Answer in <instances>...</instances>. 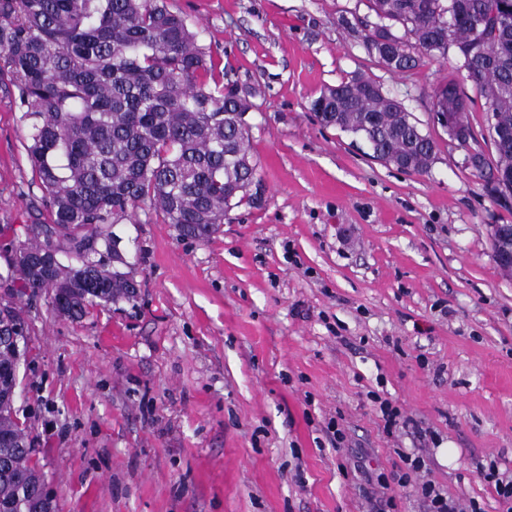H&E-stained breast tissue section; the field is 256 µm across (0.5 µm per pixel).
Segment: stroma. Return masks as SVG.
I'll return each instance as SVG.
<instances>
[{"label": "stroma", "mask_w": 512, "mask_h": 512, "mask_svg": "<svg viewBox=\"0 0 512 512\" xmlns=\"http://www.w3.org/2000/svg\"><path fill=\"white\" fill-rule=\"evenodd\" d=\"M167 3L216 77L254 94L264 204L202 242L156 217L119 224L135 304L73 321L49 294L23 299L15 408L57 512H377L366 478L404 452L449 498L512 512L482 477L512 476V277L491 257L512 196L491 197L432 121L434 87L462 72L387 71L340 22L372 20L365 0ZM355 75L431 134L429 173L319 123L312 100ZM16 100L1 70L0 299L21 286L13 248L50 221ZM383 399L405 420L390 434Z\"/></svg>", "instance_id": "obj_1"}]
</instances>
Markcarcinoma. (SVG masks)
<instances>
[{"mask_svg":"<svg viewBox=\"0 0 512 512\" xmlns=\"http://www.w3.org/2000/svg\"><path fill=\"white\" fill-rule=\"evenodd\" d=\"M367 54L394 74L422 57L455 61L485 99L489 132L512 130V22L495 31L498 0H368ZM403 34H398V30ZM392 41L394 57L377 39ZM0 60L12 75L27 121V151L51 223L35 225L10 266L20 296L48 293L54 310L82 318L93 304L137 299L139 284L115 225L137 211L173 225L181 239L205 240L245 202L260 207L249 131L234 115L249 102L214 78L210 54L165 0H0ZM453 98L454 135L476 140L468 93L450 81L433 91V111ZM311 110L325 126L367 143L372 157L429 173L435 142L396 98L362 76L321 92ZM473 175L497 197L512 195V141L491 137ZM60 256L47 267L45 256ZM29 335L21 306L0 303V372L10 373ZM15 398L0 386V512H55L32 464L31 439Z\"/></svg>","mask_w":512,"mask_h":512,"instance_id":"carcinoma-1","label":"carcinoma"}]
</instances>
